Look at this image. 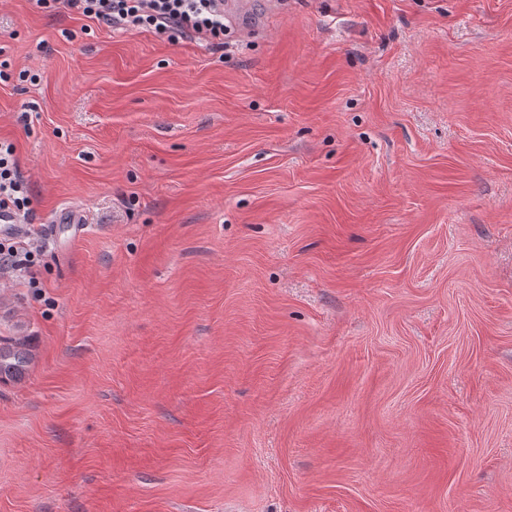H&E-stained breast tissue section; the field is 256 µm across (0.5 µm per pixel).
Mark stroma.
Listing matches in <instances>:
<instances>
[{"mask_svg":"<svg viewBox=\"0 0 512 512\" xmlns=\"http://www.w3.org/2000/svg\"><path fill=\"white\" fill-rule=\"evenodd\" d=\"M248 14L0 0V512H512V0ZM43 8L67 11L124 31H151L224 46V5L245 12L249 2L234 0H39ZM38 1V2H39ZM29 193L14 143L0 139V215L14 216L22 223H28L32 215ZM45 248L30 234L25 236H2L0 238V275L10 277L31 273L35 259ZM28 338L0 336V378H14L22 374L32 360Z\"/></svg>","mask_w":512,"mask_h":512,"instance_id":"1","label":"stroma"}]
</instances>
